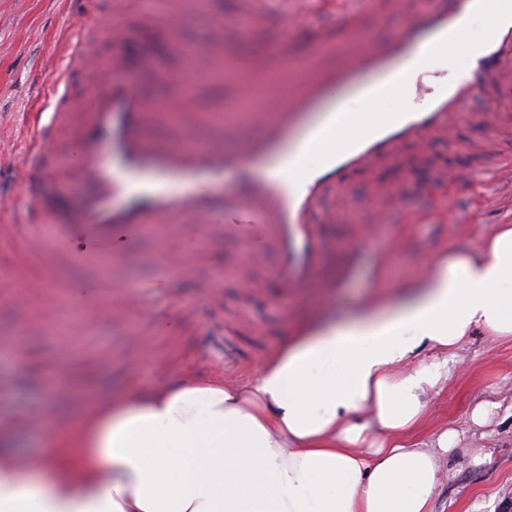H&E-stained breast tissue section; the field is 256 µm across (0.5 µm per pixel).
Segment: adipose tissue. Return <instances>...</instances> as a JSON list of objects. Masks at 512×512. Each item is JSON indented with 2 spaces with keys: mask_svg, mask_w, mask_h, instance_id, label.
Instances as JSON below:
<instances>
[{
  "mask_svg": "<svg viewBox=\"0 0 512 512\" xmlns=\"http://www.w3.org/2000/svg\"><path fill=\"white\" fill-rule=\"evenodd\" d=\"M409 288L306 328L247 382L106 400L36 463L0 440V512H434L456 433L424 434L428 399L474 332L512 340V225Z\"/></svg>",
  "mask_w": 512,
  "mask_h": 512,
  "instance_id": "obj_1",
  "label": "adipose tissue"
}]
</instances>
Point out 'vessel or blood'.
Wrapping results in <instances>:
<instances>
[{"label": "vessel or blood", "mask_w": 512, "mask_h": 512, "mask_svg": "<svg viewBox=\"0 0 512 512\" xmlns=\"http://www.w3.org/2000/svg\"><path fill=\"white\" fill-rule=\"evenodd\" d=\"M489 0H241L237 10L211 21L205 42L186 46L180 32L187 17L204 11L205 0H138L144 19H160L174 54L189 65L226 74L234 87V112H200L192 101L153 98L146 77L153 62L129 33L113 25L105 34L114 52L94 53L84 38L70 52L75 66L91 76L85 90L74 94L67 73L52 79L55 105L50 112L31 113L34 134L29 146L0 138V156L19 154L24 178L5 196L0 222L13 221L22 205L29 223L81 226L111 238L120 256L122 237L158 228L189 239L217 234L236 240L245 259L264 252L275 255L276 274L286 288H332L325 277L330 243L325 225L337 216L356 219L364 203H376L375 190H352L351 174L372 169L400 156L404 146L428 150L448 137L457 124L481 123L489 136L463 144L472 154L469 171L485 175L512 170V147L496 137L512 123V114L492 107L507 78L512 77V10L493 15L491 33L472 56L470 67L440 89L428 84L429 66L411 68L410 61L453 41L465 19L486 11ZM397 19L393 34L377 40L365 28V15ZM283 23L271 55L241 59L226 49L227 34L249 41L268 18ZM316 21V52L308 60L293 59L288 46L295 31ZM344 39H337V30ZM401 91L404 104L383 113L360 135L321 153L316 164L306 156L348 109L349 97L368 101ZM485 111H477L479 101ZM207 126L218 136L202 145L152 137V127ZM69 139L68 157L47 152L50 144ZM232 171L234 187H219L211 175ZM443 174L416 197L389 191V204L379 210L385 224H416L433 217L448 221Z\"/></svg>", "instance_id": "1"}]
</instances>
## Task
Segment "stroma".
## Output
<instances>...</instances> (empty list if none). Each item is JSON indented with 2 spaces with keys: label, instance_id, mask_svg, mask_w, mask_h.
I'll use <instances>...</instances> for the list:
<instances>
[{
  "label": "stroma",
  "instance_id": "obj_1",
  "mask_svg": "<svg viewBox=\"0 0 512 512\" xmlns=\"http://www.w3.org/2000/svg\"><path fill=\"white\" fill-rule=\"evenodd\" d=\"M104 20L92 0H0V114L15 118L1 133L23 136L27 113L47 98L52 72L68 66L71 38ZM123 21L154 51L153 95L190 92L203 111L225 109L227 77L200 68L173 89L161 74L178 68L180 59L168 51L165 34L132 11ZM468 164L439 140L428 154L411 146L397 164L353 174L356 185L397 184L413 193L429 170H445L454 185L448 221L379 225L388 252L364 251L344 287L307 288L296 297L286 296L274 277L273 259L243 266L240 245L221 237L199 244L173 237V253L193 252L197 260L190 276L169 287L152 239L139 237L122 243L121 279L142 289L122 303L99 286L112 272L111 243L75 226L65 245L39 247L37 225L0 223V435L13 437L20 459L35 458L50 436L129 384L148 391L179 379L242 381L299 326L347 322L369 297L387 309L402 304L400 285L422 274L432 257L476 247L493 225L512 224V178L471 180L464 175ZM206 281L215 289H203ZM459 357L461 369L428 403L431 426L459 434L443 461L450 474L434 493L435 512H512V341L477 334ZM480 401L496 408L478 428L470 412Z\"/></svg>",
  "mask_w": 512,
  "mask_h": 512
}]
</instances>
